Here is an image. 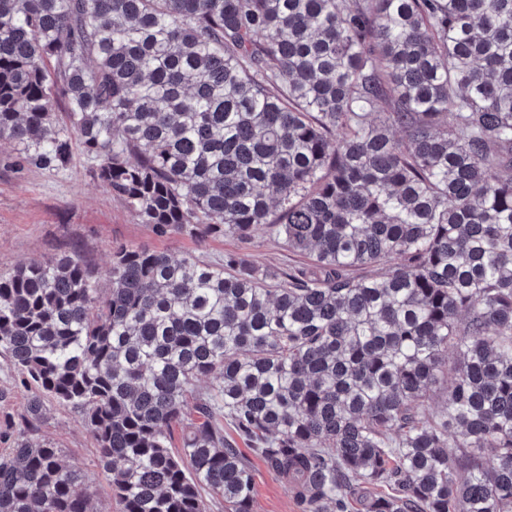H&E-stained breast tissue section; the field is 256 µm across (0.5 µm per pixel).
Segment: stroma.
I'll return each instance as SVG.
<instances>
[{
  "label": "stroma",
  "instance_id": "1",
  "mask_svg": "<svg viewBox=\"0 0 512 512\" xmlns=\"http://www.w3.org/2000/svg\"><path fill=\"white\" fill-rule=\"evenodd\" d=\"M11 154V145L0 143V273L76 250L100 272L98 286L104 289L108 282L102 274L116 246H146L176 258L193 255L211 263L221 262L231 253L243 264L271 274L288 271L303 261L264 225L247 239L217 236L200 242L188 236L158 235L95 178L96 163L82 151H75L69 166L61 171L17 170L11 164ZM31 394L30 386L0 356V427L18 420ZM42 402L37 422L41 435L59 448L66 462L80 468L96 512H117L97 448L78 410L49 396ZM224 437L236 444L252 473L253 512H304L288 485L232 427H225Z\"/></svg>",
  "mask_w": 512,
  "mask_h": 512
}]
</instances>
